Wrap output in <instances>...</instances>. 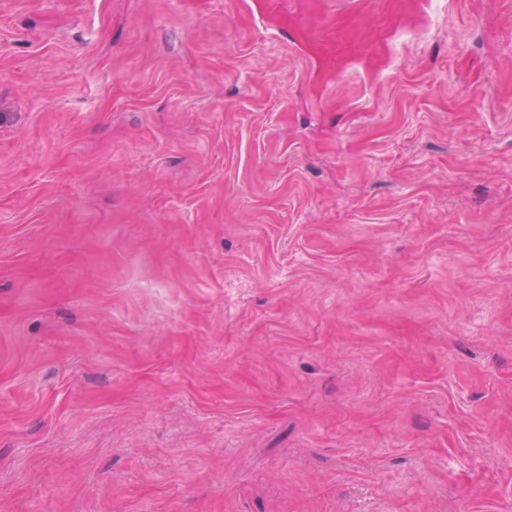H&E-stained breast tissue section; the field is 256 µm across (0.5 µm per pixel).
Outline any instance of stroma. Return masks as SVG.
<instances>
[{"label": "stroma", "instance_id": "35a3bbf8", "mask_svg": "<svg viewBox=\"0 0 512 512\" xmlns=\"http://www.w3.org/2000/svg\"><path fill=\"white\" fill-rule=\"evenodd\" d=\"M0 512H512V0H0Z\"/></svg>", "mask_w": 512, "mask_h": 512}]
</instances>
